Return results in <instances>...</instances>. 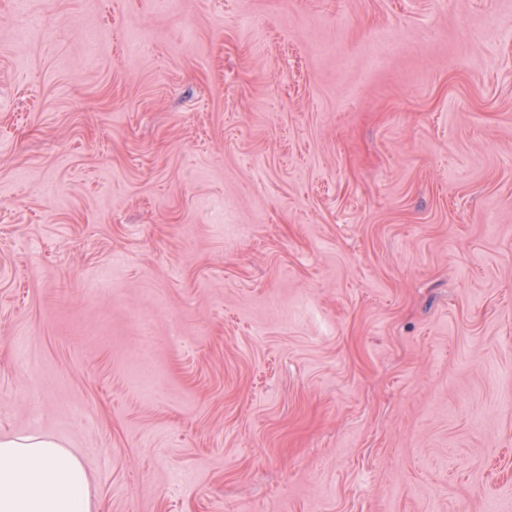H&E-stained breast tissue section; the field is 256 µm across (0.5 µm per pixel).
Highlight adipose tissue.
Returning a JSON list of instances; mask_svg holds the SVG:
<instances>
[{
	"label": "adipose tissue",
	"mask_w": 512,
	"mask_h": 512,
	"mask_svg": "<svg viewBox=\"0 0 512 512\" xmlns=\"http://www.w3.org/2000/svg\"><path fill=\"white\" fill-rule=\"evenodd\" d=\"M82 461L37 431L0 436V512H93Z\"/></svg>",
	"instance_id": "ef3b65f1"
}]
</instances>
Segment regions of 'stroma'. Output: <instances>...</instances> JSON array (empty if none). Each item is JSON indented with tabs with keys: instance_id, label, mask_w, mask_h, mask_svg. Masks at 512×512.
<instances>
[{
	"instance_id": "stroma-1",
	"label": "stroma",
	"mask_w": 512,
	"mask_h": 512,
	"mask_svg": "<svg viewBox=\"0 0 512 512\" xmlns=\"http://www.w3.org/2000/svg\"><path fill=\"white\" fill-rule=\"evenodd\" d=\"M99 512H512V0H0V435Z\"/></svg>"
}]
</instances>
